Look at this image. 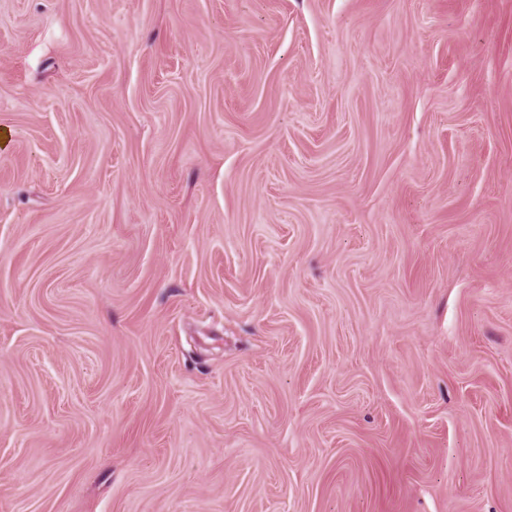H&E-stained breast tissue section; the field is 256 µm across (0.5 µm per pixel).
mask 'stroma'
Returning <instances> with one entry per match:
<instances>
[{"label":"stroma","instance_id":"35a3bbf8","mask_svg":"<svg viewBox=\"0 0 512 512\" xmlns=\"http://www.w3.org/2000/svg\"><path fill=\"white\" fill-rule=\"evenodd\" d=\"M0 512H512V0H0Z\"/></svg>","mask_w":512,"mask_h":512}]
</instances>
